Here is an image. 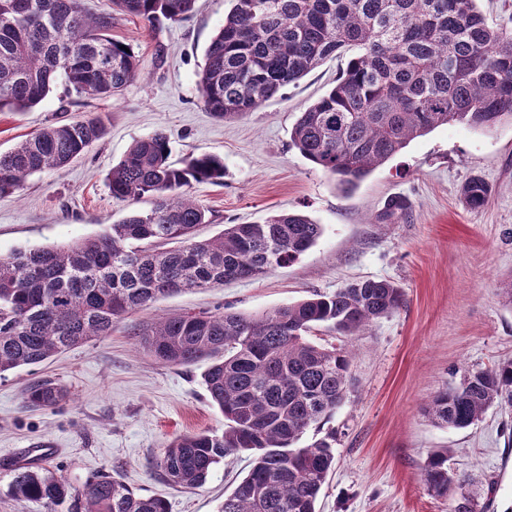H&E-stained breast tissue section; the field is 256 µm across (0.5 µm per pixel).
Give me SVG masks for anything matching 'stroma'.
Segmentation results:
<instances>
[{
    "label": "stroma",
    "instance_id": "stroma-1",
    "mask_svg": "<svg viewBox=\"0 0 512 512\" xmlns=\"http://www.w3.org/2000/svg\"><path fill=\"white\" fill-rule=\"evenodd\" d=\"M230 8V0H196L185 21L163 20L152 29L119 18L112 36L140 56L141 79L108 101L59 86L28 111L0 112V151L53 119L93 111L110 117L105 137L83 155L31 175L18 194L0 198V253L93 236L130 209L149 210V199L113 198L107 175L135 140L158 131L169 139L174 164L205 153L224 160L223 184L190 189L212 215L198 239L288 211L306 213L324 233L295 263L265 277L161 299L105 339L0 375V512H44L9 492L12 462L33 448L52 449L45 467L74 485L109 473L139 495L166 500L168 512H217L251 457L225 458L194 490L160 477L155 460L167 442L223 430L224 419L209 400L204 364L158 363L134 329L186 310L261 314L362 279L395 282L405 304L355 343L350 395L326 425L336 434V465L318 512H453L464 497L475 512H512V407H492L465 429L436 426L423 411L437 391L512 361V307L499 296L512 279V124L438 127L343 193L292 147L290 131L300 112L335 85L345 58L327 59L237 121L218 120L201 103L204 51ZM474 176L490 189L478 208L461 196ZM394 196L406 208L383 223L384 204ZM47 379L66 386L69 401L56 409L26 406V387ZM442 448L462 483L448 498L430 492L422 476L428 456Z\"/></svg>",
    "mask_w": 512,
    "mask_h": 512
}]
</instances>
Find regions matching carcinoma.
Returning a JSON list of instances; mask_svg holds the SVG:
<instances>
[{"label": "carcinoma", "instance_id": "cac0c4a2", "mask_svg": "<svg viewBox=\"0 0 512 512\" xmlns=\"http://www.w3.org/2000/svg\"><path fill=\"white\" fill-rule=\"evenodd\" d=\"M196 0H112L93 13L82 0H0V112L40 104L57 81L80 98L108 99L142 74V61L112 38L116 16L152 27L180 23ZM480 0H233L204 52L198 88L204 107L224 121L258 110L327 58L348 54L336 85L300 113L291 145L348 188L411 141L450 123L491 130L512 122V29L493 27ZM108 115L87 113L51 124L0 152V197L20 192L37 172L84 154L108 129ZM168 137L156 132L131 145L108 174L113 198L151 197L98 235L54 247L0 254V375L35 366L70 348L112 335L128 315L186 290L252 279L296 262L323 234L300 211L262 223L228 224L195 239L210 223L187 191L224 179V159L169 161ZM489 188L474 176L462 187L477 208ZM404 304L389 280H357L332 294L261 315L199 312L160 317L140 333L147 353L171 366L208 362L203 378L224 430L175 437L157 460L165 480L184 489L205 484L224 458L254 457L251 472L218 512H317L335 465L336 437L303 445L345 401L351 349L309 335L324 327L353 339ZM28 405L57 408L70 399L42 380ZM512 404V362L470 374L433 395L424 413L437 426L464 429L494 405ZM448 451L423 468L428 489L452 495ZM11 492L45 512H167L164 500L134 493L100 475L77 489L33 462L14 465Z\"/></svg>", "mask_w": 512, "mask_h": 512}]
</instances>
